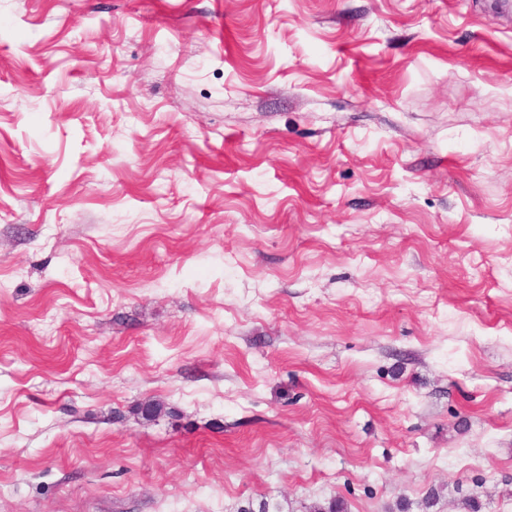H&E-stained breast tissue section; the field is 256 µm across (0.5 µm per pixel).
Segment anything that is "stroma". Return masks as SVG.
<instances>
[{
  "label": "stroma",
  "mask_w": 512,
  "mask_h": 512,
  "mask_svg": "<svg viewBox=\"0 0 512 512\" xmlns=\"http://www.w3.org/2000/svg\"><path fill=\"white\" fill-rule=\"evenodd\" d=\"M512 512L499 0H0V512Z\"/></svg>",
  "instance_id": "1"
}]
</instances>
